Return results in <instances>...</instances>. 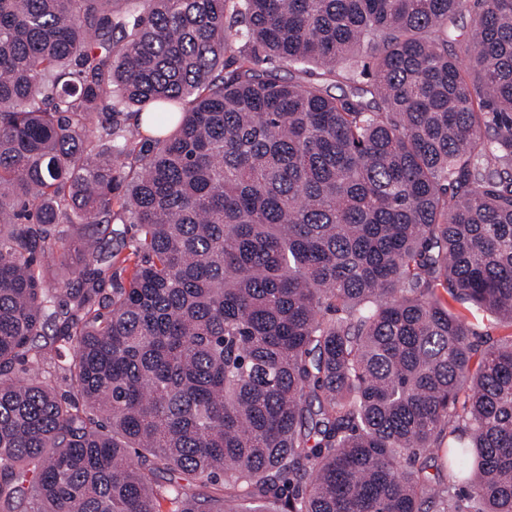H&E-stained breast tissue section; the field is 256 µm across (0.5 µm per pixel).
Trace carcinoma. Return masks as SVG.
I'll use <instances>...</instances> for the list:
<instances>
[{"label":"carcinoma","mask_w":512,"mask_h":512,"mask_svg":"<svg viewBox=\"0 0 512 512\" xmlns=\"http://www.w3.org/2000/svg\"><path fill=\"white\" fill-rule=\"evenodd\" d=\"M112 2L0 0V512H512V0Z\"/></svg>","instance_id":"cac0c4a2"}]
</instances>
